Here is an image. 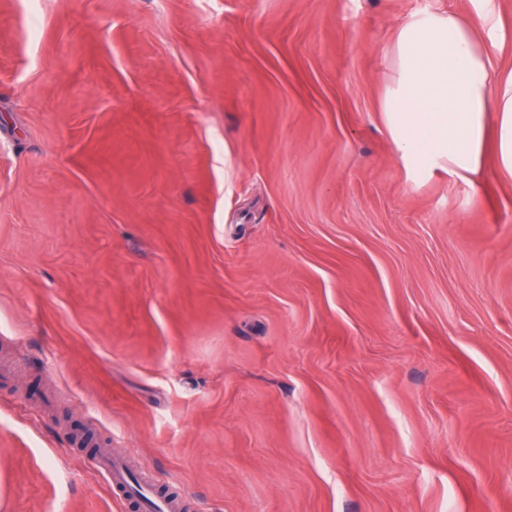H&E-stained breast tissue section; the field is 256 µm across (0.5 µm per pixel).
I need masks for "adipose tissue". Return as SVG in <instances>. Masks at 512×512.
Masks as SVG:
<instances>
[{
    "instance_id": "1",
    "label": "adipose tissue",
    "mask_w": 512,
    "mask_h": 512,
    "mask_svg": "<svg viewBox=\"0 0 512 512\" xmlns=\"http://www.w3.org/2000/svg\"><path fill=\"white\" fill-rule=\"evenodd\" d=\"M396 77L386 122L409 166L477 173L486 140L512 175V76L494 80L493 54L453 14H424L401 25L391 47Z\"/></svg>"
}]
</instances>
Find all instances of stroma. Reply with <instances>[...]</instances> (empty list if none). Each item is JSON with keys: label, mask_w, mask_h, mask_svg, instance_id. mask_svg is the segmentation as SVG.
<instances>
[{"label": "stroma", "mask_w": 512, "mask_h": 512, "mask_svg": "<svg viewBox=\"0 0 512 512\" xmlns=\"http://www.w3.org/2000/svg\"><path fill=\"white\" fill-rule=\"evenodd\" d=\"M478 0H0V512H512V176L416 172L390 47ZM96 466L107 478L117 495L126 503H135L139 510L146 512H172L175 505L168 497L157 493L149 484L139 488L129 478L125 461L122 457L98 455Z\"/></svg>", "instance_id": "1"}]
</instances>
